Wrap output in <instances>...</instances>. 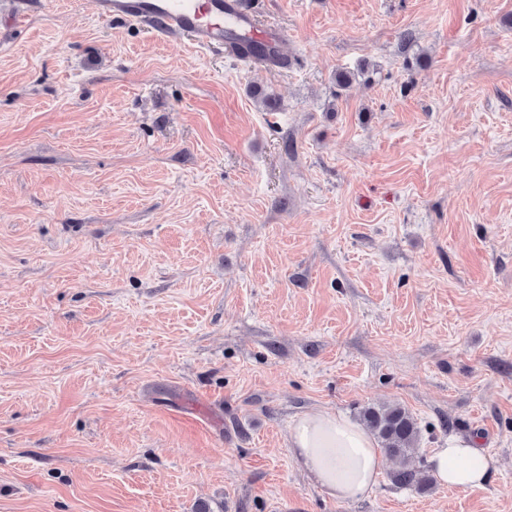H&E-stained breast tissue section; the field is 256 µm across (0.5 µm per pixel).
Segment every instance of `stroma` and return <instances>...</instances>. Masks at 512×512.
Segmentation results:
<instances>
[{
    "mask_svg": "<svg viewBox=\"0 0 512 512\" xmlns=\"http://www.w3.org/2000/svg\"><path fill=\"white\" fill-rule=\"evenodd\" d=\"M251 7L285 66L0 0V512H512V0ZM382 404L490 482L328 497ZM289 444L294 461L333 499L358 500L377 482L380 449L364 428L342 414L303 415L291 430Z\"/></svg>",
    "mask_w": 512,
    "mask_h": 512,
    "instance_id": "1",
    "label": "stroma"
}]
</instances>
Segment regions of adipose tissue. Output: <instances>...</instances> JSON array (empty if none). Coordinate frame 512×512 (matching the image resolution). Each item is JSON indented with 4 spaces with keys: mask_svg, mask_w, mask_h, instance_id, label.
Returning a JSON list of instances; mask_svg holds the SVG:
<instances>
[{
    "mask_svg": "<svg viewBox=\"0 0 512 512\" xmlns=\"http://www.w3.org/2000/svg\"><path fill=\"white\" fill-rule=\"evenodd\" d=\"M294 461L331 498L363 497L377 482L382 455L371 435L339 413L314 411L294 424L289 438ZM494 459L472 437H451L435 449L429 466L442 486L467 490L484 485Z\"/></svg>",
    "mask_w": 512,
    "mask_h": 512,
    "instance_id": "adipose-tissue-1",
    "label": "adipose tissue"
}]
</instances>
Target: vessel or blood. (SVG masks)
Listing matches in <instances>:
<instances>
[{"mask_svg":"<svg viewBox=\"0 0 512 512\" xmlns=\"http://www.w3.org/2000/svg\"><path fill=\"white\" fill-rule=\"evenodd\" d=\"M103 19H124L151 26L162 37L183 36L204 51L223 49L226 33L268 46L279 56L282 31L260 28L249 0H95Z\"/></svg>","mask_w":512,"mask_h":512,"instance_id":"1","label":"vessel or blood"}]
</instances>
